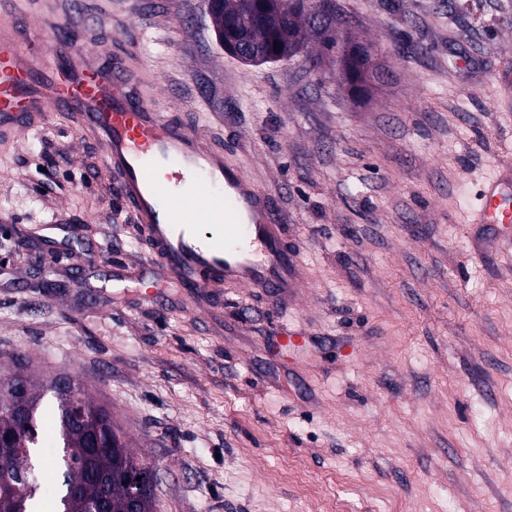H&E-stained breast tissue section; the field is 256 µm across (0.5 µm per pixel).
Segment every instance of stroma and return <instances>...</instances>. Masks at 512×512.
I'll return each instance as SVG.
<instances>
[{
    "instance_id": "1",
    "label": "stroma",
    "mask_w": 512,
    "mask_h": 512,
    "mask_svg": "<svg viewBox=\"0 0 512 512\" xmlns=\"http://www.w3.org/2000/svg\"><path fill=\"white\" fill-rule=\"evenodd\" d=\"M333 2L369 51L358 88L314 41L225 53L208 0H15L77 46L92 18L132 34L168 111L273 195L303 283L208 316L123 271L139 229L57 119L0 149V354L111 408L157 512H512V257L470 224L512 158V0ZM59 219L76 246L44 235Z\"/></svg>"
}]
</instances>
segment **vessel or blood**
<instances>
[{
    "mask_svg": "<svg viewBox=\"0 0 512 512\" xmlns=\"http://www.w3.org/2000/svg\"><path fill=\"white\" fill-rule=\"evenodd\" d=\"M0 0V144L46 126L50 116L101 149V167L140 227L141 259L157 275L192 291L200 307L226 287L287 295L300 259L271 195L228 162L197 125L163 112L151 84L128 63L131 36L111 58L13 22ZM473 223L495 232L512 253V162L502 161L480 194Z\"/></svg>",
    "mask_w": 512,
    "mask_h": 512,
    "instance_id": "obj_1",
    "label": "vessel or blood"
}]
</instances>
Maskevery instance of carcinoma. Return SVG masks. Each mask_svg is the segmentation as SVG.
Returning a JSON list of instances; mask_svg holds the SVG:
<instances>
[{"instance_id": "carcinoma-1", "label": "carcinoma", "mask_w": 512, "mask_h": 512, "mask_svg": "<svg viewBox=\"0 0 512 512\" xmlns=\"http://www.w3.org/2000/svg\"><path fill=\"white\" fill-rule=\"evenodd\" d=\"M280 2L283 12L278 25L261 0H223L222 10L211 15L218 28L226 22L242 20L251 45L265 54L276 44L280 46V55L287 44L302 50L305 24L323 50L336 55L347 80L353 82L362 77L359 67L368 52L353 36H339L342 22L335 8H330L323 24L316 25L294 0ZM8 358L13 371L0 376V476L13 477L19 490L0 489V512H36L40 503L36 495L40 473L32 458L41 456L40 448L47 443L54 448L59 476L53 512H93L103 497L108 512H130L134 505L131 489L138 481L148 488L134 505L137 512H155L156 499L151 485L154 469L133 455L126 434L112 419V411L96 412L97 403L86 389L76 397L71 396L57 390L55 381L45 383L33 374L29 375L26 393L11 394L9 389L23 374L25 363L14 353ZM48 391L56 401L55 433L49 438L43 431V400ZM91 437L99 448L90 459L84 460L81 452Z\"/></svg>"}]
</instances>
